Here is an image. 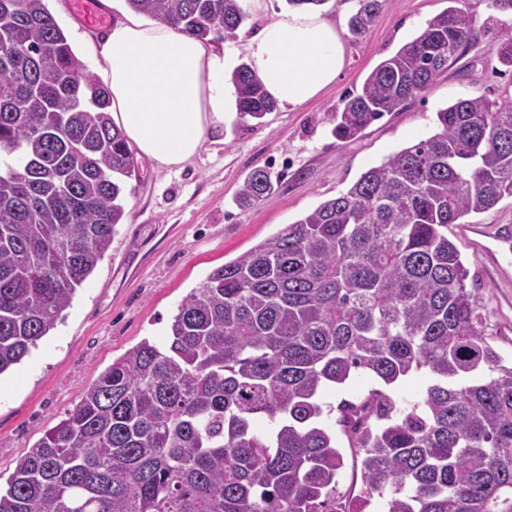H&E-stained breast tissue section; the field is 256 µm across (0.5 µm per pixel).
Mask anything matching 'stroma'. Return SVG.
<instances>
[{
  "label": "stroma",
  "mask_w": 512,
  "mask_h": 512,
  "mask_svg": "<svg viewBox=\"0 0 512 512\" xmlns=\"http://www.w3.org/2000/svg\"><path fill=\"white\" fill-rule=\"evenodd\" d=\"M78 58L98 72L99 33L74 13L72 0H46ZM448 0H383L369 33L354 39L348 22L358 0H326L321 11L344 32L346 64L336 81L315 99L294 109H277L264 121L233 120L214 132L183 169L157 168L140 161L138 178L126 186L127 218L112 245L78 289L63 319L36 349L0 375V474L78 403L82 390L142 340L165 342L182 299L213 269L261 240L345 193L367 169L436 129L437 112L456 100L482 95L512 100V71L498 61L503 36L512 33V11L490 0H460L472 17L478 39L427 91L397 112L371 124L360 138L339 141L331 116L383 60L446 9ZM265 167L280 183L276 192L250 210L234 196L245 176ZM455 240L470 274L475 275L477 312L487 342L512 358V291L484 277L473 248Z\"/></svg>",
  "instance_id": "1"
}]
</instances>
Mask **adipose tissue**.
Returning a JSON list of instances; mask_svg holds the SVG:
<instances>
[{
    "mask_svg": "<svg viewBox=\"0 0 512 512\" xmlns=\"http://www.w3.org/2000/svg\"><path fill=\"white\" fill-rule=\"evenodd\" d=\"M247 63L279 105L301 107L335 82L346 59L335 23L310 9H292L245 34ZM112 94V121L138 153L180 169L208 136L236 113L224 80L227 59L204 40L156 18L113 17L98 47Z\"/></svg>",
    "mask_w": 512,
    "mask_h": 512,
    "instance_id": "1",
    "label": "adipose tissue"
}]
</instances>
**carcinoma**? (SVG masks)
Instances as JSON below:
<instances>
[{
  "label": "carcinoma",
  "mask_w": 512,
  "mask_h": 512,
  "mask_svg": "<svg viewBox=\"0 0 512 512\" xmlns=\"http://www.w3.org/2000/svg\"><path fill=\"white\" fill-rule=\"evenodd\" d=\"M201 39H234L240 0H126ZM381 0H359L366 35ZM478 37L450 6L379 63L331 118L359 136L448 71ZM242 119L277 109L242 64ZM110 91L45 0H0V375L54 329L124 223L138 161ZM438 130L347 192L211 271L163 344L145 339L21 456L0 512H512V361L489 345L448 228L512 196V102L459 99ZM275 190L253 169L235 203ZM429 374L402 409L387 387ZM381 383L323 423L320 392ZM269 429L260 434L256 422ZM360 459L361 507L339 491V437Z\"/></svg>",
  "instance_id": "obj_1"
}]
</instances>
